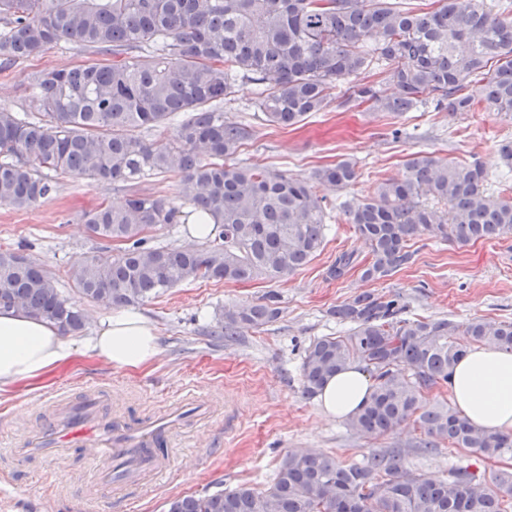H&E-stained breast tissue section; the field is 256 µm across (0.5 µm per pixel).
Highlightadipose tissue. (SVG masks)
I'll list each match as a JSON object with an SVG mask.
<instances>
[{
    "instance_id": "ef3b65f1",
    "label": "adipose tissue",
    "mask_w": 512,
    "mask_h": 512,
    "mask_svg": "<svg viewBox=\"0 0 512 512\" xmlns=\"http://www.w3.org/2000/svg\"><path fill=\"white\" fill-rule=\"evenodd\" d=\"M158 351L154 325L135 309L113 312L79 346L64 340L53 323L18 308L0 309V392L40 379L80 352L133 370L150 364ZM369 389L367 375L353 364L325 383L317 402L326 417L345 420ZM448 392L474 425L512 433V351L485 345L467 350L452 369Z\"/></svg>"
}]
</instances>
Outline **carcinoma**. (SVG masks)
Returning <instances> with one entry per match:
<instances>
[{
  "mask_svg": "<svg viewBox=\"0 0 512 512\" xmlns=\"http://www.w3.org/2000/svg\"><path fill=\"white\" fill-rule=\"evenodd\" d=\"M0 62L43 55L62 40L112 62L31 75V114L0 112V203L26 208L52 198L59 178L125 183L176 173L180 198L215 233L199 247H148L145 233L177 223L169 200L134 193L122 208L100 203L83 213L88 230L116 243L72 271L78 292L106 307L143 303L197 278L234 283L277 278L307 264L325 237V198L315 184L356 182L348 160L289 177L232 161L247 132L224 122L235 81L260 88L257 107L271 126L289 127L324 110L343 81L345 103L368 104L397 118L431 100L434 108L470 112L478 103L512 114V3L433 0L431 10L399 9L391 0H0ZM382 63L388 95L366 80ZM476 84L474 91L466 89ZM183 118L170 139L168 121ZM156 133L148 141L144 134ZM476 157L455 161L414 152L399 178L344 205L348 223L370 248L362 263L342 253L329 269L339 279L359 266L378 281L410 262L408 242L421 236L456 242L512 233V198L487 192ZM21 308L64 333L84 327L43 267L0 249V308ZM405 305L364 292L333 314L351 325L307 349L304 392L353 363L371 375L367 400L348 419L364 434L384 435L412 419L426 450L438 440L485 459L512 456V434L478 428L447 403L428 404L424 390L448 382L467 346L512 350V322L477 318L408 321ZM269 302L224 307V338L278 318ZM512 473L483 488L466 469L433 482L404 466L398 450L360 464L325 454L290 452L272 484L241 485L204 496L176 497L166 512H509Z\"/></svg>",
  "mask_w": 512,
  "mask_h": 512,
  "instance_id": "cac0c4a2",
  "label": "carcinoma"
}]
</instances>
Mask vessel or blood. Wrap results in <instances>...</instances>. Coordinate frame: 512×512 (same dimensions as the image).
<instances>
[{
    "mask_svg": "<svg viewBox=\"0 0 512 512\" xmlns=\"http://www.w3.org/2000/svg\"><path fill=\"white\" fill-rule=\"evenodd\" d=\"M47 407L45 424L14 449V458L55 459L68 448L99 446L115 461L112 472L100 474L99 480L117 490L139 488L145 479H158L170 471L171 447L181 419L166 416L135 423H108L94 400L74 404L65 395L51 399Z\"/></svg>",
    "mask_w": 512,
    "mask_h": 512,
    "instance_id": "1",
    "label": "vessel or blood"
}]
</instances>
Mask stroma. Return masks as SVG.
Listing matches in <instances>:
<instances>
[{"mask_svg": "<svg viewBox=\"0 0 512 512\" xmlns=\"http://www.w3.org/2000/svg\"><path fill=\"white\" fill-rule=\"evenodd\" d=\"M72 42H60L42 56L0 68V110L23 113L29 107L27 78L33 72L69 69L88 62H111ZM258 88L238 80L225 103L224 120L252 131L240 161L291 177L307 179L319 168L349 160L360 177L347 188L317 186L326 205V231L320 251L305 266L274 280L232 283L197 279L146 300L141 311L158 332L159 352L141 369H118L88 355H76L45 378L0 394V469L10 471L14 496L0 500V512H80L79 492L103 466L92 449L74 448L53 461L15 463L7 451L37 430L45 402L56 394L79 400L101 393L106 417L137 422L180 405L185 394L207 399L211 417L176 435V459L160 480L146 481L132 493L101 491L99 512H166L172 498L205 495L247 483L267 488L283 457L291 451L323 453L358 463L381 448H404L407 469L434 480L451 466L469 467L485 484L497 471L512 469V458L486 460L466 449L438 444L429 453L413 452L421 432L414 422L385 435H363L346 421L326 418L316 398L303 392L302 363L309 345L323 336H343L347 324L333 310L354 296L371 292L400 297L405 319L446 318L457 323L480 317L512 322V235L468 245L420 236L410 241L414 257L385 279L362 280L360 269L339 279L327 271L344 251L367 257L368 246L355 234L343 204L369 195L375 184L401 177L411 153L423 151L456 161L479 158L488 172L486 188L512 197V167L499 146L512 140V118L481 107L472 112L419 107L393 119L346 104L336 94L329 106L293 127L266 125L256 107ZM126 185L88 184L66 177L51 199L25 209L0 204V247L20 251L41 264L65 298L85 314L79 339L92 336L110 308L79 295L72 268L110 250L92 236L82 211L98 204L122 205ZM275 297L279 317L234 339L213 336L225 306Z\"/></svg>", "mask_w": 512, "mask_h": 512, "instance_id": "1", "label": "stroma"}]
</instances>
